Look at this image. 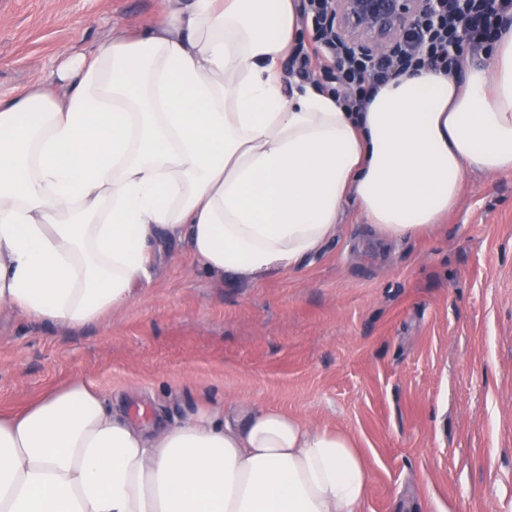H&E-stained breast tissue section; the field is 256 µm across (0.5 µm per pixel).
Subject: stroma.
<instances>
[{"label": "stroma", "instance_id": "1", "mask_svg": "<svg viewBox=\"0 0 512 512\" xmlns=\"http://www.w3.org/2000/svg\"><path fill=\"white\" fill-rule=\"evenodd\" d=\"M158 8L0 0V96ZM361 222L348 209L317 253L257 283L193 272L186 243H160L142 296L77 329L0 312V409L74 379L141 423L256 403L353 437L363 512H512V175L465 174L422 235L375 246Z\"/></svg>", "mask_w": 512, "mask_h": 512}]
</instances>
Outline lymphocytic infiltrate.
I'll return each instance as SVG.
<instances>
[{
	"label": "lymphocytic infiltrate",
	"mask_w": 512,
	"mask_h": 512,
	"mask_svg": "<svg viewBox=\"0 0 512 512\" xmlns=\"http://www.w3.org/2000/svg\"><path fill=\"white\" fill-rule=\"evenodd\" d=\"M301 13L315 24L314 45L292 59V73L315 81L320 91L341 101L346 111L360 112L379 86L402 73L426 67L457 73L464 55L484 50L503 25L512 23V0H497L492 13L483 0H438L408 30L398 49L382 57L358 55L335 39L326 26L323 0H302ZM461 16L468 21L463 37L456 25Z\"/></svg>",
	"instance_id": "lymphocytic-infiltrate-1"
}]
</instances>
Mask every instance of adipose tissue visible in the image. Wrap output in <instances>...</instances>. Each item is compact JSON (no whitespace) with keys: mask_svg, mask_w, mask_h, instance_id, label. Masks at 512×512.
Returning a JSON list of instances; mask_svg holds the SVG:
<instances>
[{"mask_svg":"<svg viewBox=\"0 0 512 512\" xmlns=\"http://www.w3.org/2000/svg\"><path fill=\"white\" fill-rule=\"evenodd\" d=\"M297 0H160L43 87L0 98V311L73 328L151 284L152 246L256 279L296 268L356 207L421 234L465 173L512 174V24L453 76L409 72L348 112L285 84ZM353 438L272 407L145 427L75 380L0 412V512H363Z\"/></svg>","mask_w":512,"mask_h":512,"instance_id":"adipose-tissue-1","label":"adipose tissue"}]
</instances>
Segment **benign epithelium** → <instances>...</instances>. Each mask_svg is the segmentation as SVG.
Instances as JSON below:
<instances>
[{"label":"benign epithelium","mask_w":512,"mask_h":512,"mask_svg":"<svg viewBox=\"0 0 512 512\" xmlns=\"http://www.w3.org/2000/svg\"><path fill=\"white\" fill-rule=\"evenodd\" d=\"M340 38L361 53L392 50L433 0H331Z\"/></svg>","instance_id":"1"}]
</instances>
